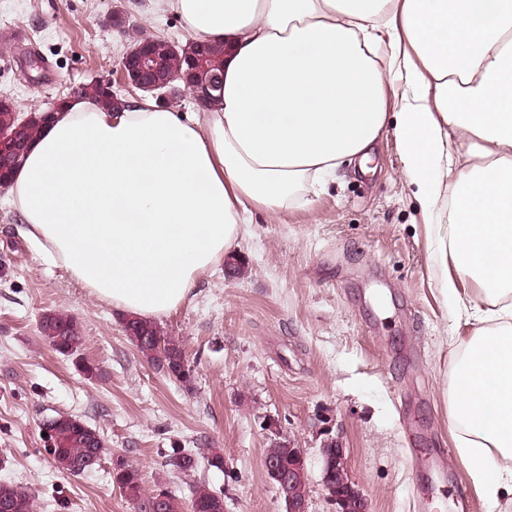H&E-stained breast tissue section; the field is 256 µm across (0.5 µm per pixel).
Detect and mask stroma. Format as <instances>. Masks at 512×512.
<instances>
[{
	"mask_svg": "<svg viewBox=\"0 0 512 512\" xmlns=\"http://www.w3.org/2000/svg\"><path fill=\"white\" fill-rule=\"evenodd\" d=\"M129 14L131 30L106 23ZM184 44L191 36L157 0H0V92L20 114L71 97L93 77L115 81L134 34ZM367 175L329 184L313 211L243 225L233 255L162 317L194 370L183 386L152 366L124 331V314L83 288L24 234L0 187V482L26 487L36 512H131L112 476L120 454L146 491L189 496L191 482L224 495V512H284L265 470L272 441L300 448L308 512H336L322 483L321 450L342 442L370 512H512L488 502L458 455L453 371L472 326L441 289L418 203L397 176L393 137ZM81 325L86 378L39 332L42 314ZM80 416L104 435L100 467L61 472L42 424ZM174 448H219L223 471L174 470Z\"/></svg>",
	"mask_w": 512,
	"mask_h": 512,
	"instance_id": "obj_1",
	"label": "stroma"
}]
</instances>
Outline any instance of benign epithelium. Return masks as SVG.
I'll return each instance as SVG.
<instances>
[{
    "label": "benign epithelium",
    "mask_w": 512,
    "mask_h": 512,
    "mask_svg": "<svg viewBox=\"0 0 512 512\" xmlns=\"http://www.w3.org/2000/svg\"><path fill=\"white\" fill-rule=\"evenodd\" d=\"M220 74H211L212 83L202 87L196 85V68H190L184 74L167 72L162 61L151 50L137 47L127 51L119 64L118 82L139 90L152 93L155 103L160 108L171 105L182 88L192 91L198 100L208 94L212 84L218 82ZM184 81V87L175 85V81ZM26 145L14 138L7 141L0 138V157L8 156L18 162L24 154ZM324 447L331 449L325 460L322 471V482L329 496L336 504V512H369V504L365 495L352 483L348 474L347 458L342 442L329 439ZM288 448V467L277 461L265 463L266 470L279 486V494L285 504V512H308L307 474L305 460L298 448L286 444Z\"/></svg>",
    "instance_id": "obj_1"
}]
</instances>
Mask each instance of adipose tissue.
<instances>
[{
	"label": "adipose tissue",
	"mask_w": 512,
	"mask_h": 512,
	"mask_svg": "<svg viewBox=\"0 0 512 512\" xmlns=\"http://www.w3.org/2000/svg\"><path fill=\"white\" fill-rule=\"evenodd\" d=\"M163 3L225 45L221 98L202 120L70 100L10 185L28 234L116 310L158 319L242 225L313 210L392 135L440 286L476 324L451 391L459 456L491 501L512 496V0Z\"/></svg>",
	"instance_id": "obj_1"
}]
</instances>
